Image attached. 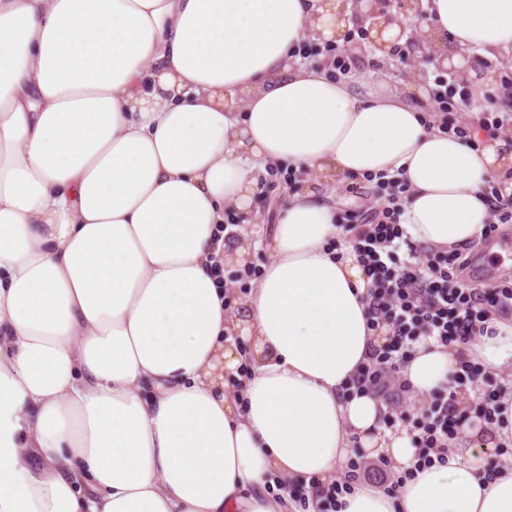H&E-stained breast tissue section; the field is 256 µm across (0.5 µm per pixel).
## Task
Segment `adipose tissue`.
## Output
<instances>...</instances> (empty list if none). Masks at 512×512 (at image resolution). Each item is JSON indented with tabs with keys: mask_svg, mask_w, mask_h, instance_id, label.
<instances>
[{
	"mask_svg": "<svg viewBox=\"0 0 512 512\" xmlns=\"http://www.w3.org/2000/svg\"><path fill=\"white\" fill-rule=\"evenodd\" d=\"M425 10L404 29L453 64L512 56V0ZM352 22L341 0H0V512H288L277 481L314 494L354 449L411 466L410 432L354 388L384 334L336 197L289 195L242 312L211 260L281 167L404 181L415 242L480 237L512 143L292 66ZM492 326L465 354L512 367V317ZM457 360L425 341L403 378L426 401ZM505 404L493 436L465 426L445 464L392 495L355 481L338 512H512V463L485 479Z\"/></svg>",
	"mask_w": 512,
	"mask_h": 512,
	"instance_id": "1",
	"label": "adipose tissue"
}]
</instances>
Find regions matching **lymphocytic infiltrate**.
<instances>
[{"mask_svg": "<svg viewBox=\"0 0 512 512\" xmlns=\"http://www.w3.org/2000/svg\"><path fill=\"white\" fill-rule=\"evenodd\" d=\"M401 205L388 195L360 223L344 225L359 262L371 280L369 326L387 330L386 344L375 350L358 373V390L383 398L389 410L386 425L415 423L417 459L388 487L396 492L417 469L445 463L448 441L469 418L492 425L502 413L503 388L492 373L470 361H461L448 387L434 392L427 408L414 414L411 406L393 407L395 392H407L402 371L420 342L434 340L444 348L494 335L490 321L497 311L512 309V276L491 291L464 283L460 272L468 260L459 249L418 247L399 222ZM476 387L478 402L458 411V389Z\"/></svg>", "mask_w": 512, "mask_h": 512, "instance_id": "lymphocytic-infiltrate-1", "label": "lymphocytic infiltrate"}]
</instances>
